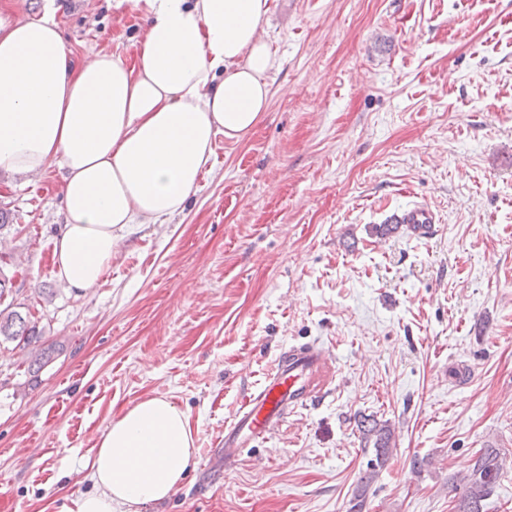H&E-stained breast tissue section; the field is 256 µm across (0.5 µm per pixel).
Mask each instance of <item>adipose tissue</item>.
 <instances>
[{
	"instance_id": "adipose-tissue-1",
	"label": "adipose tissue",
	"mask_w": 512,
	"mask_h": 512,
	"mask_svg": "<svg viewBox=\"0 0 512 512\" xmlns=\"http://www.w3.org/2000/svg\"><path fill=\"white\" fill-rule=\"evenodd\" d=\"M133 63L75 64L52 15L0 13V172L64 170L54 259L66 287L93 288L133 225L161 224L198 187L218 138L266 111L275 64L260 30L270 0H141ZM195 454L187 415L162 397L112 419L76 512H142L167 498Z\"/></svg>"
}]
</instances>
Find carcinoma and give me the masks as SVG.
<instances>
[{"instance_id": "1", "label": "carcinoma", "mask_w": 512, "mask_h": 512, "mask_svg": "<svg viewBox=\"0 0 512 512\" xmlns=\"http://www.w3.org/2000/svg\"><path fill=\"white\" fill-rule=\"evenodd\" d=\"M20 308L22 304L13 299L12 278L4 271L0 257V343L11 342L28 351L29 369L38 371L55 359L59 348L42 343L36 324L30 320V315L22 314ZM359 425L363 439L373 442L377 455L385 456L393 435L390 424L366 416ZM501 470L502 460L497 449L487 448L480 453L470 473L463 477L465 489L457 512H484L485 500L493 494Z\"/></svg>"}]
</instances>
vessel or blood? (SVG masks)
<instances>
[{
  "label": "vessel or blood",
  "instance_id": "obj_1",
  "mask_svg": "<svg viewBox=\"0 0 512 512\" xmlns=\"http://www.w3.org/2000/svg\"><path fill=\"white\" fill-rule=\"evenodd\" d=\"M391 221L425 234L434 226L436 215L428 206L417 203L393 215ZM330 361L329 353L314 343L292 347L280 356L261 386L244 400L225 426L220 448L225 466H232L253 440L271 435L289 413L317 399L322 391L321 376Z\"/></svg>",
  "mask_w": 512,
  "mask_h": 512
}]
</instances>
